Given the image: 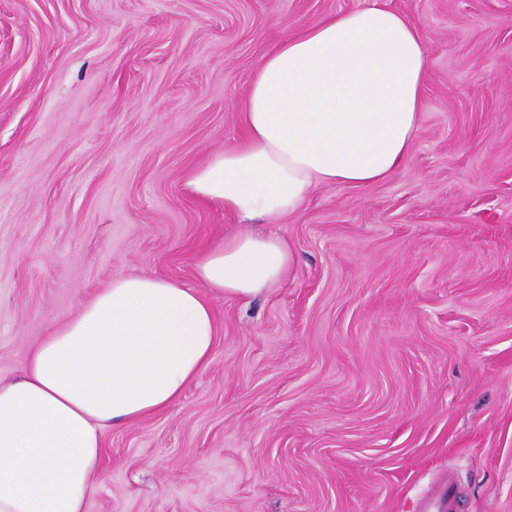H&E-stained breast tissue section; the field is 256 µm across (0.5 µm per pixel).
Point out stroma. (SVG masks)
I'll return each mask as SVG.
<instances>
[{"mask_svg": "<svg viewBox=\"0 0 512 512\" xmlns=\"http://www.w3.org/2000/svg\"><path fill=\"white\" fill-rule=\"evenodd\" d=\"M421 32L425 112L388 179L263 230L267 296L211 294L209 367L107 428L86 512H512V0H377ZM370 0H0V380L120 276L196 287L240 221L189 172L237 146L285 36Z\"/></svg>", "mask_w": 512, "mask_h": 512, "instance_id": "stroma-1", "label": "stroma"}]
</instances>
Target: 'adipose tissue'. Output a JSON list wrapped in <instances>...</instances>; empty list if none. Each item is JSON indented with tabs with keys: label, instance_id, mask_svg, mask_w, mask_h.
<instances>
[{
	"label": "adipose tissue",
	"instance_id": "adipose-tissue-1",
	"mask_svg": "<svg viewBox=\"0 0 512 512\" xmlns=\"http://www.w3.org/2000/svg\"><path fill=\"white\" fill-rule=\"evenodd\" d=\"M427 77L425 44L402 14L374 2L326 16L261 60L241 144L193 170L187 187L275 224L317 187L384 181L412 150ZM295 262L283 237L240 229L199 256L198 287L118 277L52 326L21 376L0 382V512H85L103 429L174 404L209 364V292L256 297Z\"/></svg>",
	"mask_w": 512,
	"mask_h": 512
}]
</instances>
